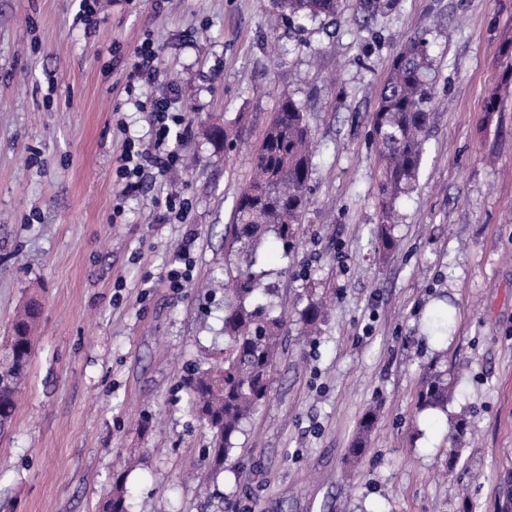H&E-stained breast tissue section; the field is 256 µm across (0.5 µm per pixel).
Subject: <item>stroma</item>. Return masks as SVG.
I'll return each instance as SVG.
<instances>
[{"instance_id": "stroma-1", "label": "stroma", "mask_w": 512, "mask_h": 512, "mask_svg": "<svg viewBox=\"0 0 512 512\" xmlns=\"http://www.w3.org/2000/svg\"><path fill=\"white\" fill-rule=\"evenodd\" d=\"M354 3L272 28L277 0H99L91 25L80 0H0V340L26 297L42 303L26 393L0 434V512H100L119 477L129 512H495L512 468V91L497 111L485 103L512 0H387L366 25ZM417 33L435 95L384 258L370 116ZM149 34L160 73L138 94L175 95L191 135L179 170L125 196L118 126L150 129L123 87ZM285 96L315 151L297 248L257 253L282 349L268 405L216 474L184 381L224 348V228ZM216 122L239 130L235 150L207 136ZM169 194L187 219L165 216ZM189 236L192 278L176 291L165 275ZM312 298L325 318L307 340ZM430 370L448 377L447 409L419 406ZM376 403L370 450L349 465ZM323 316V301L309 300L300 313L301 329L307 335L315 332Z\"/></svg>"}]
</instances>
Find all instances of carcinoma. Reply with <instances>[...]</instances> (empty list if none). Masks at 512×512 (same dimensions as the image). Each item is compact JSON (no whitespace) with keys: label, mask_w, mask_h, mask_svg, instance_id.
Wrapping results in <instances>:
<instances>
[{"label":"carcinoma","mask_w":512,"mask_h":512,"mask_svg":"<svg viewBox=\"0 0 512 512\" xmlns=\"http://www.w3.org/2000/svg\"><path fill=\"white\" fill-rule=\"evenodd\" d=\"M287 19H317L338 14L340 0H278ZM429 41L415 34L394 54L388 77L372 112V139L380 159L377 206L378 240L389 252L394 241L387 225L396 223V204L413 187L423 155L433 96ZM251 180L240 189L233 223L224 240L227 254L237 257L224 266V359L219 366L198 369L187 379L191 411L212 436V463L224 468L233 440L246 422L270 401L271 372L281 345L282 324L271 315L272 292L253 272L257 248L268 236L283 254L297 244L298 226L309 191L312 170L311 134L301 108L289 97L279 100L276 112L254 148ZM41 314L37 299H29L18 312L11 335L0 351V433L11 427L20 404L36 344ZM323 316V301L309 300L300 313L301 329L310 335ZM425 406L448 405V380L431 371L419 391ZM376 412L365 413L349 448L353 461L369 451ZM128 490L116 480L101 504V512H127ZM498 499L512 501V469L500 474Z\"/></svg>","instance_id":"obj_1"}]
</instances>
